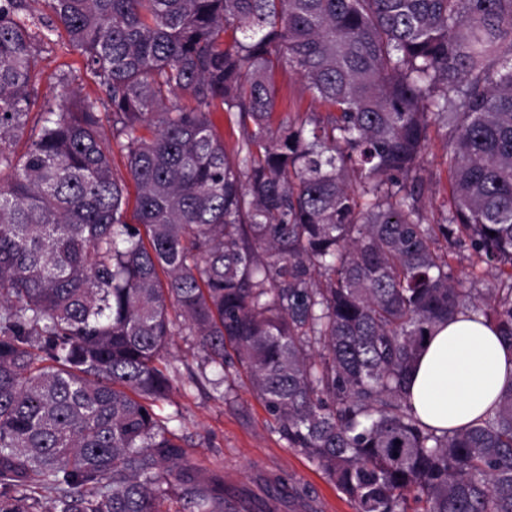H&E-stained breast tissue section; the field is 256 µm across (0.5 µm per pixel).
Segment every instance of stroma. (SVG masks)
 <instances>
[{
  "mask_svg": "<svg viewBox=\"0 0 512 512\" xmlns=\"http://www.w3.org/2000/svg\"><path fill=\"white\" fill-rule=\"evenodd\" d=\"M39 92L50 99L57 95L63 72L73 71L76 87L82 93L97 95L98 87L85 76L77 53L57 44L40 63ZM280 104L274 122L296 118L318 109L319 104L301 90L296 75L278 73ZM425 155V164L439 184L438 192L426 203L428 219L439 218L448 202V168L444 157V133L435 129ZM199 352L189 334L173 336L166 357L172 371L170 400L157 402L154 410L168 419L178 435L187 458L203 474H216L254 498L266 494L265 480L277 475L288 477L304 487L311 499L312 512H355L350 500L331 484L316 463L289 448L278 432V425L253 393L239 367L228 370L222 392L207 382L191 385L186 381V366L196 365Z\"/></svg>",
  "mask_w": 512,
  "mask_h": 512,
  "instance_id": "stroma-1",
  "label": "stroma"
}]
</instances>
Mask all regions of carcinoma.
I'll use <instances>...</instances> for the list:
<instances>
[{
    "instance_id": "1",
    "label": "carcinoma",
    "mask_w": 512,
    "mask_h": 512,
    "mask_svg": "<svg viewBox=\"0 0 512 512\" xmlns=\"http://www.w3.org/2000/svg\"><path fill=\"white\" fill-rule=\"evenodd\" d=\"M61 41L101 94L39 102ZM279 69L324 110L274 130ZM457 312L512 343V0H0V512H226L154 411L182 330L355 512H512V385L441 435L406 401ZM445 131L436 128L431 129V141L425 155L426 167L433 174V178L439 184V192L433 195L426 203V216L433 220L440 217L448 202V168L444 157Z\"/></svg>"
}]
</instances>
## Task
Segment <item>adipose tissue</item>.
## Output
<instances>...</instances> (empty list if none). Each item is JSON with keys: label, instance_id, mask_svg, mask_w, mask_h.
Returning <instances> with one entry per match:
<instances>
[{"label": "adipose tissue", "instance_id": "adipose-tissue-1", "mask_svg": "<svg viewBox=\"0 0 512 512\" xmlns=\"http://www.w3.org/2000/svg\"><path fill=\"white\" fill-rule=\"evenodd\" d=\"M511 384L512 343L466 312L437 326L409 373L406 393L422 424L452 430L494 409Z\"/></svg>", "mask_w": 512, "mask_h": 512}]
</instances>
